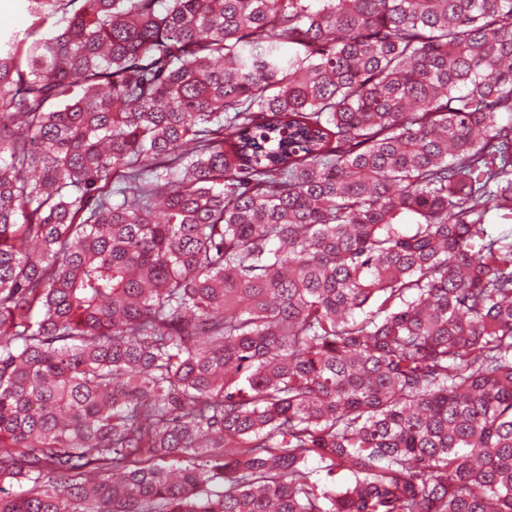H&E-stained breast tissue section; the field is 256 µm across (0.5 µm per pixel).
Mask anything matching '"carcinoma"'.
<instances>
[{"label": "carcinoma", "mask_w": 512, "mask_h": 512, "mask_svg": "<svg viewBox=\"0 0 512 512\" xmlns=\"http://www.w3.org/2000/svg\"><path fill=\"white\" fill-rule=\"evenodd\" d=\"M0 512H512V0H20Z\"/></svg>", "instance_id": "carcinoma-1"}]
</instances>
